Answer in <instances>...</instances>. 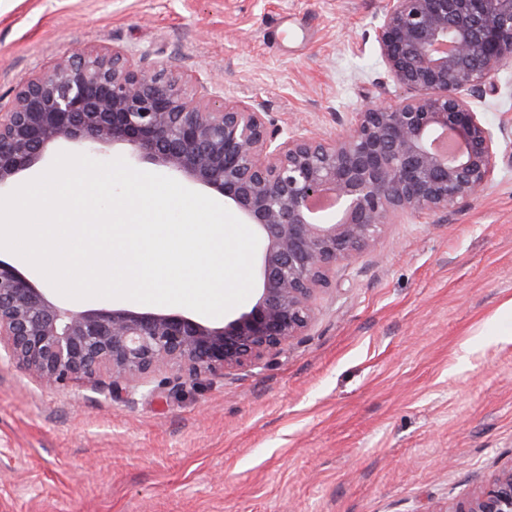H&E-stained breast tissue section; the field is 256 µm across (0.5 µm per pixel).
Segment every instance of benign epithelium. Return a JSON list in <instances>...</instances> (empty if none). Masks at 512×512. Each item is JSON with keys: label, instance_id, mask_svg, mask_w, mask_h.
Returning <instances> with one entry per match:
<instances>
[{"label": "benign epithelium", "instance_id": "obj_1", "mask_svg": "<svg viewBox=\"0 0 512 512\" xmlns=\"http://www.w3.org/2000/svg\"><path fill=\"white\" fill-rule=\"evenodd\" d=\"M375 40L408 96L333 135L285 132L263 103L198 98L160 62L120 48L58 59L0 105V190L64 139L132 155L224 197L260 244L255 301L222 323L180 312L77 310L0 259V348L55 385L105 370L131 395L170 368L188 381L272 359L310 327L336 266L403 216L443 212L493 179L498 136L472 98L512 60V0H386ZM450 137L455 149L442 151ZM337 217L315 214L324 192ZM437 512H512V466Z\"/></svg>", "mask_w": 512, "mask_h": 512}]
</instances>
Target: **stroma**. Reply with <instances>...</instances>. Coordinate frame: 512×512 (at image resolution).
Returning <instances> with one entry per match:
<instances>
[{"instance_id": "35a3bbf8", "label": "stroma", "mask_w": 512, "mask_h": 512, "mask_svg": "<svg viewBox=\"0 0 512 512\" xmlns=\"http://www.w3.org/2000/svg\"><path fill=\"white\" fill-rule=\"evenodd\" d=\"M384 0H0V101L87 46L148 54L197 93L336 133L398 96ZM504 129L490 186L389 225L337 266L268 364L126 401L0 356V512H434L512 464V62L475 102Z\"/></svg>"}]
</instances>
